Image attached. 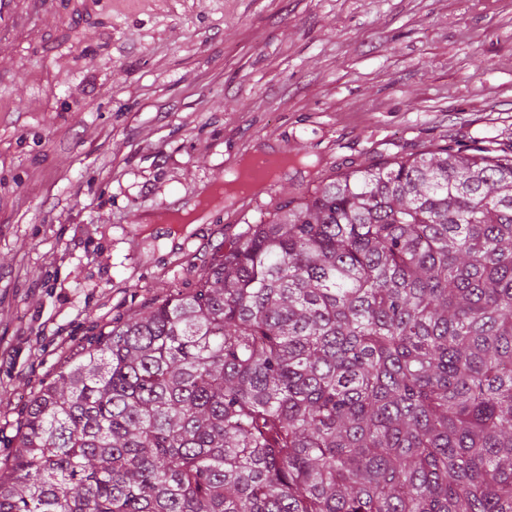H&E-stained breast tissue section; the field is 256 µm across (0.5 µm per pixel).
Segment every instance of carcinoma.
<instances>
[{
  "label": "carcinoma",
  "mask_w": 512,
  "mask_h": 512,
  "mask_svg": "<svg viewBox=\"0 0 512 512\" xmlns=\"http://www.w3.org/2000/svg\"><path fill=\"white\" fill-rule=\"evenodd\" d=\"M0 512H512V155L347 170L92 332Z\"/></svg>",
  "instance_id": "cac0c4a2"
}]
</instances>
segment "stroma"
<instances>
[{"label":"stroma","instance_id":"1","mask_svg":"<svg viewBox=\"0 0 512 512\" xmlns=\"http://www.w3.org/2000/svg\"><path fill=\"white\" fill-rule=\"evenodd\" d=\"M512 153V0H102L0 33V466L30 397L351 167ZM273 182L214 199L227 172Z\"/></svg>","mask_w":512,"mask_h":512}]
</instances>
